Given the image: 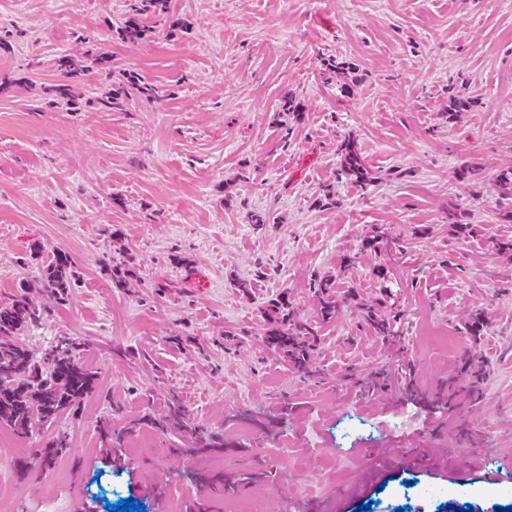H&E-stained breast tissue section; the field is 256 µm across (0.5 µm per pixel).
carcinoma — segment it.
Returning <instances> with one entry per match:
<instances>
[{
	"label": "carcinoma",
	"instance_id": "cac0c4a2",
	"mask_svg": "<svg viewBox=\"0 0 512 512\" xmlns=\"http://www.w3.org/2000/svg\"><path fill=\"white\" fill-rule=\"evenodd\" d=\"M341 171L358 181L367 169L355 144L342 146ZM72 263L57 254L33 283H25L19 293L0 300V427L19 437L37 425L52 424L65 410L73 409L82 396L95 388V371L80 356L81 342L73 336H60L54 345L37 354L18 342L28 326L42 319L34 295L63 302L68 297ZM318 304L317 320L303 322L288 309V301L275 300L267 310L271 325L265 338L267 347L301 373L309 372L319 329L336 321L341 299L329 280L313 282ZM364 320L375 336L394 335L390 318L378 314L376 305L365 308Z\"/></svg>",
	"mask_w": 512,
	"mask_h": 512
}]
</instances>
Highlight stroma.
I'll return each mask as SVG.
<instances>
[{
  "label": "stroma",
  "mask_w": 512,
  "mask_h": 512,
  "mask_svg": "<svg viewBox=\"0 0 512 512\" xmlns=\"http://www.w3.org/2000/svg\"><path fill=\"white\" fill-rule=\"evenodd\" d=\"M131 4L0 0V299L66 255L67 300L41 299L19 341L78 337L97 372L56 423L0 427V512L512 505V486L452 479L512 460V254L494 248L512 237V0H161L135 42ZM348 140L367 180L341 172ZM327 275L350 298L303 377L263 310L313 317ZM373 302L396 344L370 335ZM174 397L186 428L161 425ZM105 421L133 472L96 464Z\"/></svg>",
  "instance_id": "obj_1"
}]
</instances>
